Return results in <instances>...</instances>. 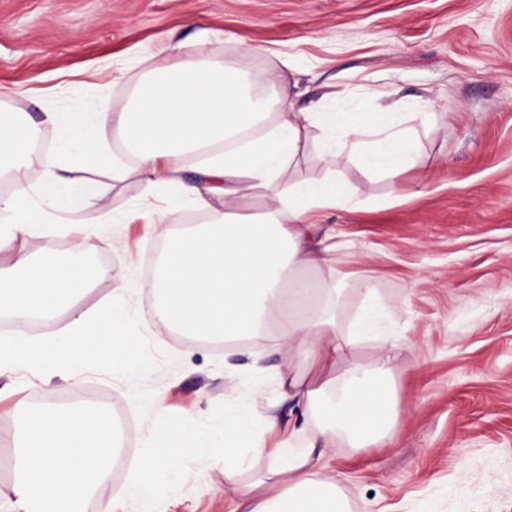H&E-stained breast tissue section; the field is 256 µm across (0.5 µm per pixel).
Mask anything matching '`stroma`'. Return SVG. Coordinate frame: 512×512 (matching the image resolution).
<instances>
[{"instance_id":"obj_1","label":"stroma","mask_w":512,"mask_h":512,"mask_svg":"<svg viewBox=\"0 0 512 512\" xmlns=\"http://www.w3.org/2000/svg\"><path fill=\"white\" fill-rule=\"evenodd\" d=\"M247 44L258 53H243ZM197 48L265 90L296 84L297 106L309 112L429 113L413 169L393 182L345 168L358 204L322 218L346 243L333 256L346 278L340 327L351 329L364 279L391 311L355 359L397 347L391 440L359 452L337 444L330 466L352 512H512V0H0V107L36 122L51 157L59 132L44 112H95L103 102L120 111L144 73L127 61H173ZM87 175L113 210L143 197L136 176L116 184L97 169ZM98 205L68 215L60 234L23 244L112 271L33 336L116 298L133 318L145 370L121 373L94 357L77 362L74 380L35 364L1 374L0 487L13 479L20 413L47 396L80 394L118 421L124 455L88 512L115 500L136 512L128 480L147 443L163 444L166 417L217 437L232 407L261 433L272 402L281 425L313 430L312 414L280 395L288 352L279 336L249 342L261 354L257 372L231 346L218 351L152 325L147 267L161 240L151 224L98 223ZM154 399L162 410L150 409ZM232 495L217 464L167 490L161 509L227 512Z\"/></svg>"}]
</instances>
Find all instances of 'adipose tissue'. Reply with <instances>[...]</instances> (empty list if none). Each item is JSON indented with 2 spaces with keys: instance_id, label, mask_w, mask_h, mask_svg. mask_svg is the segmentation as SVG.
Listing matches in <instances>:
<instances>
[{
  "instance_id": "1",
  "label": "adipose tissue",
  "mask_w": 512,
  "mask_h": 512,
  "mask_svg": "<svg viewBox=\"0 0 512 512\" xmlns=\"http://www.w3.org/2000/svg\"><path fill=\"white\" fill-rule=\"evenodd\" d=\"M274 108L279 118L266 124ZM411 120L424 125L429 115L396 112L384 122L370 112H299L289 87L259 97L240 72L201 59L151 64L121 111L45 113L47 125L84 132L75 155L36 154L32 126L22 115L0 109V163H9L16 185L0 197V314L16 326L13 336L0 339V374L32 362L53 371L91 356L141 370L138 344L117 303L101 318L62 326L55 342L32 341L26 333L31 321L55 319L93 280L111 279L112 272L92 275L72 263L32 259L17 248L27 237L52 235L59 214L96 196L95 183L85 176L88 168L111 171L116 180L136 175L146 196H163L164 209L143 205L117 212L103 204L100 221L156 226L164 245L149 284L154 326L227 342L276 330L301 364L281 376V392L320 419L310 437L292 428L288 446L272 451L253 434L249 420L231 409L224 413L219 444L181 419H167L165 444L148 448L131 486L142 512H160V497L179 482L187 457L198 461L195 477L220 460L225 480L232 481L249 453L267 457L268 469L249 486H233L234 512H350L325 455L339 442L355 450L384 447L396 424L392 348L364 366L349 362L357 343L376 335L385 308L366 280L352 331L343 332L336 320L340 288L332 255L343 243L313 216L353 208L355 188L336 175L302 180L283 192L277 186L305 148L366 173L398 177L419 158V141L407 126ZM315 123L325 134L311 141L307 132ZM115 135L128 145L134 168L109 153ZM190 159L197 162L191 179L185 175ZM35 166L53 193L47 209L32 203L25 180ZM259 190L265 193L262 208L245 212L244 200ZM181 210L202 215L203 223L167 225L166 214Z\"/></svg>"
}]
</instances>
